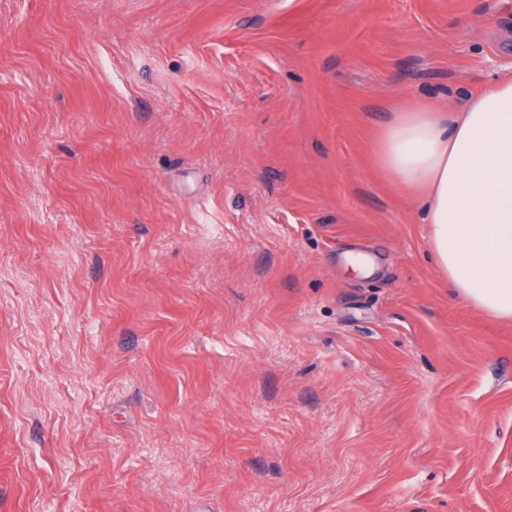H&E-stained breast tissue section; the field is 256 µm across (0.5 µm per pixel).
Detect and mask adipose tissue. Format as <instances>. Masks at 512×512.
Segmentation results:
<instances>
[{
  "mask_svg": "<svg viewBox=\"0 0 512 512\" xmlns=\"http://www.w3.org/2000/svg\"><path fill=\"white\" fill-rule=\"evenodd\" d=\"M375 155L421 200L444 280L475 308L512 320V78L456 110L396 112Z\"/></svg>",
  "mask_w": 512,
  "mask_h": 512,
  "instance_id": "ef3b65f1",
  "label": "adipose tissue"
}]
</instances>
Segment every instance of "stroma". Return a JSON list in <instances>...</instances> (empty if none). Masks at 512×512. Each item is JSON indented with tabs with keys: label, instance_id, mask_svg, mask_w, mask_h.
<instances>
[{
	"label": "stroma",
	"instance_id": "obj_1",
	"mask_svg": "<svg viewBox=\"0 0 512 512\" xmlns=\"http://www.w3.org/2000/svg\"><path fill=\"white\" fill-rule=\"evenodd\" d=\"M512 0H0V512H512V321L376 165Z\"/></svg>",
	"mask_w": 512,
	"mask_h": 512
}]
</instances>
